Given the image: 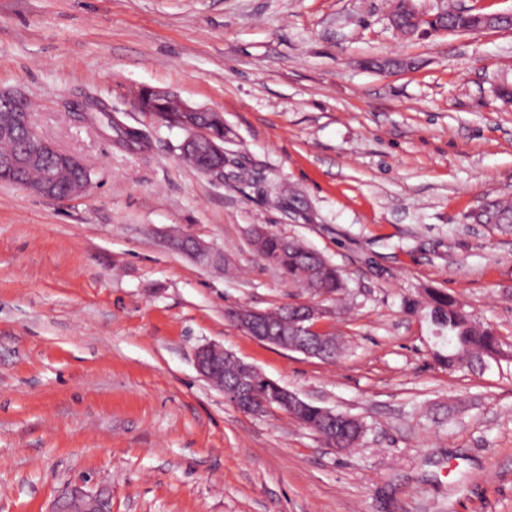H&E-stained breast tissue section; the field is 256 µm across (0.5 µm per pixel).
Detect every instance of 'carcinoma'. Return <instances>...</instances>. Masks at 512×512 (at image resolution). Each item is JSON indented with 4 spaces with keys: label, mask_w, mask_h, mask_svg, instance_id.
Listing matches in <instances>:
<instances>
[{
    "label": "carcinoma",
    "mask_w": 512,
    "mask_h": 512,
    "mask_svg": "<svg viewBox=\"0 0 512 512\" xmlns=\"http://www.w3.org/2000/svg\"><path fill=\"white\" fill-rule=\"evenodd\" d=\"M441 10L448 15V27L461 33L471 27L478 13L460 10L441 4ZM225 164L214 156L202 159L196 168L216 177L224 176ZM484 224H512V203L499 201L489 206V212L481 217ZM255 248L266 262L278 269L292 283H300L313 293L319 301L339 300L347 283L336 266L320 253L303 243L267 232L255 240ZM429 318L437 330L448 333V355L442 362L448 369H454L466 362L472 367H483L488 360L507 356L503 344L495 332L474 321L458 301L445 293L431 297ZM249 382L252 388L268 397L277 396L280 386L264 374L252 371L242 374L236 366L224 361V382L239 379ZM275 407L287 413L305 428L320 435L329 448H353L361 441L367 428L364 422L350 414L336 412V421L329 420L323 408L312 403L298 406L283 401Z\"/></svg>",
    "instance_id": "carcinoma-1"
}]
</instances>
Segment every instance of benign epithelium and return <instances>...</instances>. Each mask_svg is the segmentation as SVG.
<instances>
[{"instance_id": "1", "label": "benign epithelium", "mask_w": 512, "mask_h": 512, "mask_svg": "<svg viewBox=\"0 0 512 512\" xmlns=\"http://www.w3.org/2000/svg\"><path fill=\"white\" fill-rule=\"evenodd\" d=\"M139 97L154 99L166 106V111L176 113V120L170 126L186 132V137L179 146V158L183 162L194 165L206 155L224 152V139L213 136L211 130L213 126L224 125L221 113L193 107L166 90L145 89L139 93ZM0 106L9 107L4 121L0 122V139H9L18 134L23 139V146L16 152L0 154V177L7 178L47 200H61L82 193L87 188L83 182L66 193L61 192V186L71 173L88 172L87 166L78 156L59 150L38 133L27 100L22 96L0 91ZM90 106L109 115L110 123L121 125V121L111 114L105 104L94 99L85 101L81 106V112L88 123H93L88 112ZM39 164L42 165L43 172L38 180L32 182L17 178V175ZM170 244L199 263L220 265L224 261L221 253L190 237H175L170 240ZM266 315L267 312L248 306H238L228 312L229 319L236 327L260 341L282 349L309 356L333 342L329 332L322 329L324 320L335 316V309L331 307L317 302L307 303L303 313L298 315L301 324L290 329L285 322L275 331L265 326ZM226 359L244 372L255 369V366L215 344L204 345L198 349L196 367L203 377L224 390L229 400L244 412L262 415L270 411L274 401L257 396L244 382L239 381L231 386L224 384V376L219 374V366ZM102 494L101 490L92 494L75 488L58 502L54 512H108L107 499Z\"/></svg>"}]
</instances>
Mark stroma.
Segmentation results:
<instances>
[{
  "instance_id": "stroma-1",
  "label": "stroma",
  "mask_w": 512,
  "mask_h": 512,
  "mask_svg": "<svg viewBox=\"0 0 512 512\" xmlns=\"http://www.w3.org/2000/svg\"><path fill=\"white\" fill-rule=\"evenodd\" d=\"M394 0H0V90L91 183L46 200L0 182V512L76 484L112 512H512V358L443 367L430 292L512 342V30L405 37ZM169 90L222 112L243 177L183 163L141 110ZM90 95L151 141L84 122ZM322 254L348 288L327 361L247 335L227 309L311 295L251 242ZM190 235L224 255L169 248ZM216 344L305 401L361 417L327 448L286 414L238 409L196 369ZM172 247L188 255L196 262L207 265H220L224 261L221 253L190 237H175L170 240Z\"/></svg>"
}]
</instances>
